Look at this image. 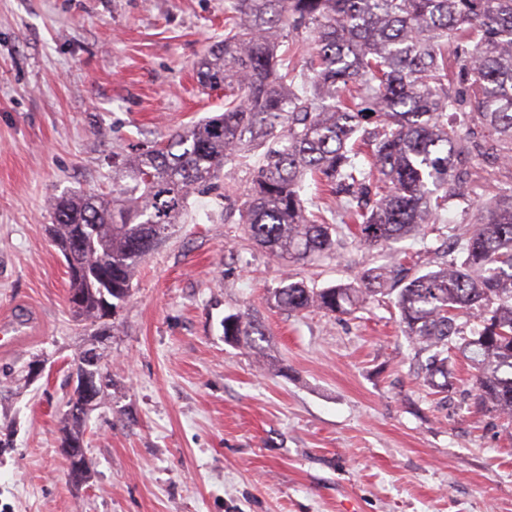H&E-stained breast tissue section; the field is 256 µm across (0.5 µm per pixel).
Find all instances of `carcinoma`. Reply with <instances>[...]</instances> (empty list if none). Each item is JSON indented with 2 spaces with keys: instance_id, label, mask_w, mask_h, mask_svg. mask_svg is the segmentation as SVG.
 <instances>
[{
  "instance_id": "cac0c4a2",
  "label": "carcinoma",
  "mask_w": 512,
  "mask_h": 512,
  "mask_svg": "<svg viewBox=\"0 0 512 512\" xmlns=\"http://www.w3.org/2000/svg\"><path fill=\"white\" fill-rule=\"evenodd\" d=\"M290 45L304 52L303 68L290 64ZM194 69L202 88L224 90V111L112 163L110 192L51 201L79 318L117 308L134 265L189 198L256 143L266 145L263 163L247 201L224 197V222L246 225L290 263L335 254L346 233L376 247L438 224L448 195H469L477 159L512 161V0H231L224 41ZM307 178L335 190L341 223L306 212ZM462 238L459 254L389 291L405 335L430 352L425 378L448 390V362L462 358L474 369L475 404L511 422L512 187ZM387 279L380 269L320 289L290 279L270 300L348 314ZM461 317L479 325L469 338ZM254 336L265 333L249 314L224 317V338ZM66 446L87 468L81 433H67Z\"/></svg>"
}]
</instances>
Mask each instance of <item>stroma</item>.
I'll list each match as a JSON object with an SVG mask.
<instances>
[{"mask_svg":"<svg viewBox=\"0 0 512 512\" xmlns=\"http://www.w3.org/2000/svg\"><path fill=\"white\" fill-rule=\"evenodd\" d=\"M226 5L0 0V316L27 332L0 351V512H512V424L474 404L463 359L448 393L427 383L394 295L349 314L267 301L291 275L319 289L397 260L434 268L512 186V165L482 161L439 230L300 264L225 223V197L246 201L252 179L226 165L137 264L111 319L72 317L48 203L109 190L113 153L223 110L193 64L223 40ZM239 312L262 340L225 342ZM91 346L107 388L83 425L77 487L61 441L72 364Z\"/></svg>","mask_w":512,"mask_h":512,"instance_id":"1","label":"stroma"}]
</instances>
